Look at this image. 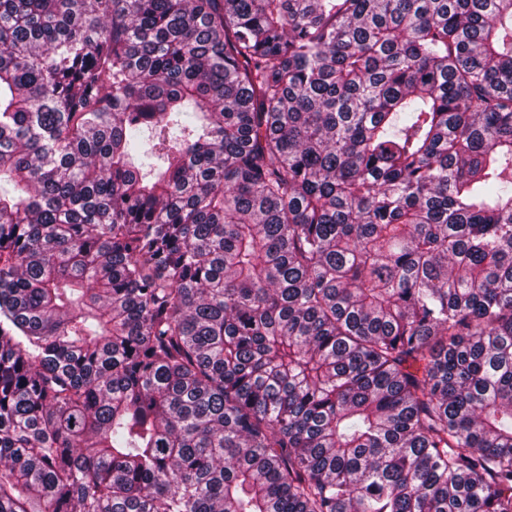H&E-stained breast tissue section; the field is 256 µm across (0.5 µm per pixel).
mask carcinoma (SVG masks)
Returning a JSON list of instances; mask_svg holds the SVG:
<instances>
[{
    "label": "carcinoma",
    "instance_id": "obj_1",
    "mask_svg": "<svg viewBox=\"0 0 512 512\" xmlns=\"http://www.w3.org/2000/svg\"><path fill=\"white\" fill-rule=\"evenodd\" d=\"M0 512H512V0H0Z\"/></svg>",
    "mask_w": 512,
    "mask_h": 512
}]
</instances>
